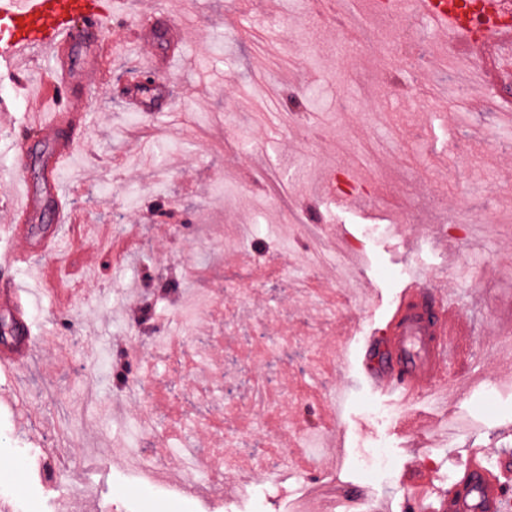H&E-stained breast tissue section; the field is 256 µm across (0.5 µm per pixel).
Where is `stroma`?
Returning a JSON list of instances; mask_svg holds the SVG:
<instances>
[{"label": "stroma", "instance_id": "stroma-1", "mask_svg": "<svg viewBox=\"0 0 512 512\" xmlns=\"http://www.w3.org/2000/svg\"><path fill=\"white\" fill-rule=\"evenodd\" d=\"M157 14L165 45L148 30ZM107 37L112 56L83 89L82 145L59 174L76 217L65 251L15 274L37 295L31 357L0 372V512H60L63 491L74 512H316L325 494L331 512H355L364 490L372 512H404L413 465L434 472L433 508L470 449H512V353L499 344L512 334V121L494 106L512 86L472 106L434 21L375 0H120ZM148 60L174 99L141 112L125 90ZM0 100V186L42 189V142L16 154L27 105ZM10 222L0 198V246L57 229L48 208L26 239ZM241 224L257 227L249 243ZM416 275L459 301L469 340L440 376L447 403L403 408L372 393L365 363ZM237 279L247 301L222 292ZM188 288L213 304L186 319ZM139 302L156 335L189 338L180 375L136 339ZM120 355L152 402L116 383ZM264 386L277 402L258 427L248 408ZM228 433L288 455L262 507L233 469L183 490L182 444L220 448ZM378 440L393 465L368 480L355 460Z\"/></svg>", "mask_w": 512, "mask_h": 512}]
</instances>
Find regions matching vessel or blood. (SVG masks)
Here are the masks:
<instances>
[{"instance_id": "obj_1", "label": "vessel or blood", "mask_w": 512, "mask_h": 512, "mask_svg": "<svg viewBox=\"0 0 512 512\" xmlns=\"http://www.w3.org/2000/svg\"><path fill=\"white\" fill-rule=\"evenodd\" d=\"M414 10L431 18L440 34L450 36L453 45L468 57L479 58L480 93L512 71V24L505 22L504 0H412ZM112 13L111 0H0V62L13 69V81L25 87L23 68L30 62L53 57V78L45 83L47 110L29 112L25 128L48 142L51 154L48 171L57 174L67 167L81 142V120L85 99L72 93L85 83L89 71L99 68L112 53L105 37L104 23ZM481 16L480 27H473L472 16ZM84 50L83 65L68 68L62 63L75 45ZM12 214V229L21 233L26 223L36 219L39 197L29 182L20 189L0 190ZM55 254L57 234L41 238L36 250L0 251V270L25 263L32 252ZM26 296L18 282L0 285V310L12 315L18 333L29 334L24 317ZM459 307L448 294L424 277H417L402 289L382 332L385 336L386 365L371 382L375 392L395 395L407 402L434 391L439 377L454 354L458 334ZM31 351L30 343L0 352V370L19 369ZM478 449H471L465 465L466 485L449 492L441 512H507L512 507V470L491 475L478 460ZM409 512L424 505L428 488L420 471H410L403 482Z\"/></svg>"}]
</instances>
